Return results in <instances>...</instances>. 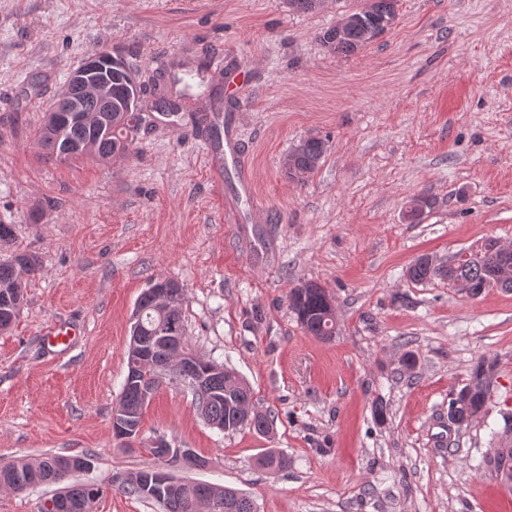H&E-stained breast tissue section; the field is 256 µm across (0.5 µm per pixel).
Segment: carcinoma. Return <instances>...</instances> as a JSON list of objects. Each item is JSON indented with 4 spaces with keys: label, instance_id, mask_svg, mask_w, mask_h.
Here are the masks:
<instances>
[{
    "label": "carcinoma",
    "instance_id": "obj_1",
    "mask_svg": "<svg viewBox=\"0 0 512 512\" xmlns=\"http://www.w3.org/2000/svg\"><path fill=\"white\" fill-rule=\"evenodd\" d=\"M398 0H374L370 11L361 15L352 26L338 32L334 28L320 36L322 46L329 52L348 55L359 50L387 29L396 17ZM141 88L133 83L131 70L118 66L112 68V111L97 113L94 123L83 120L80 113L71 111V100L58 97L52 102L54 111L46 113L38 133L39 144L49 159L62 161L86 155L100 162L129 153L133 147L132 133L138 127ZM325 152V142L310 139L288 155V175L305 182L316 170ZM488 253L480 264L448 266L440 271L429 268L418 258L407 270L413 282L432 279L460 280L469 286L473 296L486 289L500 286L512 289V253L503 255L496 249L497 240L486 239ZM38 260L26 252H13L0 259V331L11 328L23 307L27 278L37 270ZM289 306L301 327L310 335L327 339L336 335V324L326 319V293L320 288L300 291L294 287L288 295ZM183 288L173 280L155 282L143 291L138 303L136 325L130 335L138 337L136 345H128L127 374L119 398L127 425L140 431V424L149 402L144 391L157 388L160 378L176 375L166 373V362L174 357L175 348L165 340L167 336L187 337L185 318L182 315ZM214 359L199 357L201 383L193 389L195 406L201 418L209 425L234 432L250 424L242 421L238 406L253 402L249 385L233 372L221 367L215 369ZM486 393L477 392L471 399V410L459 413L455 424L463 426L472 419V412L483 409ZM70 457L47 454L34 461L23 459L0 465V486L15 492L52 483L68 476ZM260 465L279 472L288 468V457L273 449L260 459ZM99 494L95 484H75L52 496L53 512H92V505ZM212 500L224 503L221 512H255L252 501L238 491L215 484L181 480L172 486L164 512H200Z\"/></svg>",
    "mask_w": 512,
    "mask_h": 512
}]
</instances>
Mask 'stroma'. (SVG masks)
<instances>
[{"instance_id":"obj_1","label":"stroma","mask_w":512,"mask_h":512,"mask_svg":"<svg viewBox=\"0 0 512 512\" xmlns=\"http://www.w3.org/2000/svg\"><path fill=\"white\" fill-rule=\"evenodd\" d=\"M367 0H0V220L37 257L25 305L0 333V464L88 455L73 484L102 488L92 512H164L121 482L157 441L203 457L176 478L228 486L256 512H512V479L487 467L512 447V290L477 297L416 283L419 256L493 237L512 246V0H398L358 52L320 35ZM112 48L143 87L134 151L101 163L44 157L37 133L68 76ZM210 52L217 64L198 74ZM182 62L179 115L154 106L155 59ZM238 75L233 112L258 221L235 170H211L193 113ZM307 136L327 151L307 183L284 161ZM430 200L409 219L412 199ZM184 288L189 342L275 416L265 437L222 432L184 385L163 383L135 442L115 440L131 318L157 279ZM312 281L336 334L304 332L288 303ZM68 326L71 340L45 334ZM413 354L416 365L400 361ZM494 366L482 413L449 402L478 360ZM384 421L374 416L376 404ZM283 452L272 474L258 458Z\"/></svg>"}]
</instances>
